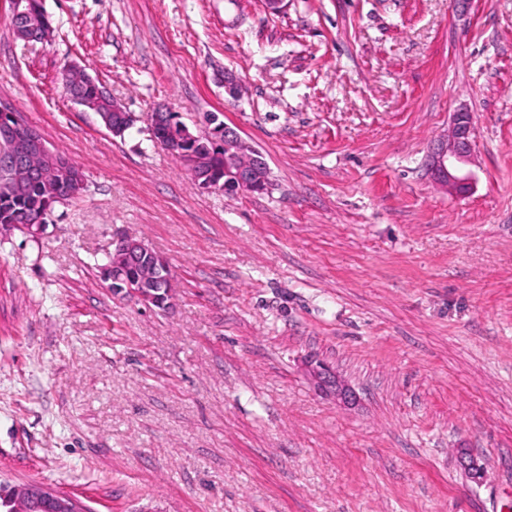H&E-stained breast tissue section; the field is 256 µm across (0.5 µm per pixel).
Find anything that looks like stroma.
<instances>
[{"mask_svg":"<svg viewBox=\"0 0 512 512\" xmlns=\"http://www.w3.org/2000/svg\"><path fill=\"white\" fill-rule=\"evenodd\" d=\"M43 6L27 43L0 0V103L86 190L40 237L0 230V484L90 512H512V0ZM158 105L218 113L273 193L200 189L150 142ZM463 107L452 194L427 154ZM120 236L166 259L168 308L105 287ZM61 82L63 84L64 80H68V83L71 87L70 92H76L80 97L75 96L74 94H70L71 99L79 106L85 107L86 102L95 104L97 109L100 111L99 113L103 116H106L109 124L112 127V132L109 131L113 136H120L123 133V129L121 126L125 127V133L133 128L135 123V118L132 116L130 112H127L123 106L118 103L116 100H112V112H108V107L106 104L100 101L98 95V83L94 84L91 82L85 81L81 74L78 73H70L68 77H65L61 71ZM67 91V93H70ZM85 100V101H84ZM121 112V113H116ZM119 124V125H113ZM124 133V135H125Z\"/></svg>","mask_w":512,"mask_h":512,"instance_id":"stroma-1","label":"stroma"}]
</instances>
